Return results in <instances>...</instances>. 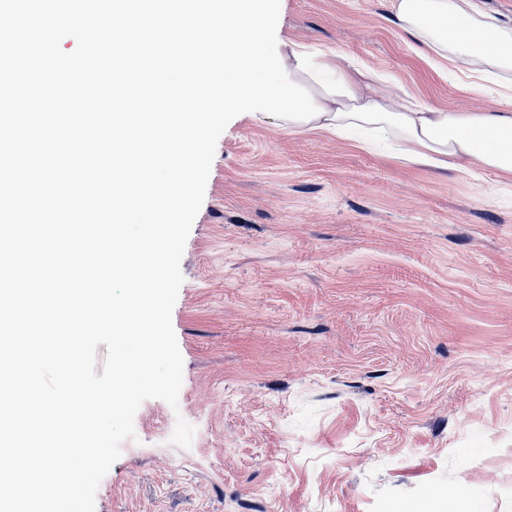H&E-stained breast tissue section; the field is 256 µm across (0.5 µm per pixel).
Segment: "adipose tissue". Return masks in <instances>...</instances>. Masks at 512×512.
<instances>
[{"mask_svg":"<svg viewBox=\"0 0 512 512\" xmlns=\"http://www.w3.org/2000/svg\"><path fill=\"white\" fill-rule=\"evenodd\" d=\"M398 26L434 59L452 65L491 107L458 112L404 100L376 88L370 73L290 40L279 51L291 82L308 89L321 117L284 121L288 130L364 132L392 155L433 173L492 171L512 177V24L480 10L475 0H395Z\"/></svg>","mask_w":512,"mask_h":512,"instance_id":"ef3b65f1","label":"adipose tissue"}]
</instances>
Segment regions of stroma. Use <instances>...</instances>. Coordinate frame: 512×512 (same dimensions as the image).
I'll return each instance as SVG.
<instances>
[{"instance_id":"stroma-1","label":"stroma","mask_w":512,"mask_h":512,"mask_svg":"<svg viewBox=\"0 0 512 512\" xmlns=\"http://www.w3.org/2000/svg\"><path fill=\"white\" fill-rule=\"evenodd\" d=\"M281 33L479 112L394 0H282ZM172 326L190 448L145 400L95 512H512V187L232 119ZM436 488L441 498L425 497Z\"/></svg>"}]
</instances>
